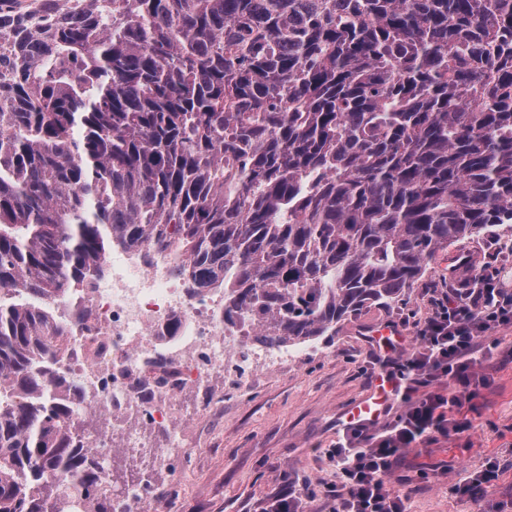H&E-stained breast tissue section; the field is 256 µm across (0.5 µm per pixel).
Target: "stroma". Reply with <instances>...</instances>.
I'll return each instance as SVG.
<instances>
[{"mask_svg":"<svg viewBox=\"0 0 512 512\" xmlns=\"http://www.w3.org/2000/svg\"><path fill=\"white\" fill-rule=\"evenodd\" d=\"M491 261L512 286L511 248L487 238L450 245L397 303L365 308L315 353L201 414L192 423L193 464L182 495L152 512H261L266 499L289 484L332 480L324 453L342 436L348 407L400 354L377 345L373 330L426 315L442 288L468 281ZM484 367L494 383L483 390L471 429L402 453L392 482L408 493L409 512H512V468L500 471L483 498L455 491L471 473L512 457V362L497 358Z\"/></svg>","mask_w":512,"mask_h":512,"instance_id":"35a3bbf8","label":"stroma"}]
</instances>
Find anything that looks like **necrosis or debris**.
Returning a JSON list of instances; mask_svg holds the SVG:
<instances>
[{"label":"necrosis or debris","instance_id":"necrosis-or-debris-1","mask_svg":"<svg viewBox=\"0 0 512 512\" xmlns=\"http://www.w3.org/2000/svg\"><path fill=\"white\" fill-rule=\"evenodd\" d=\"M178 263L168 253L146 259L116 249L101 279L55 306L64 322L74 308L85 312L65 361L91 389L81 410L90 423L86 447L105 477L125 457L154 472L152 480L115 487L112 512H145L159 494L178 492L192 446L186 423L304 353L245 342L241 329L224 324L223 293L190 289L175 272ZM175 321L180 329L169 333Z\"/></svg>","mask_w":512,"mask_h":512}]
</instances>
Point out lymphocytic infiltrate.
Masks as SVG:
<instances>
[{"mask_svg": "<svg viewBox=\"0 0 512 512\" xmlns=\"http://www.w3.org/2000/svg\"><path fill=\"white\" fill-rule=\"evenodd\" d=\"M509 325L512 289L490 266L473 287L441 292L432 310L412 321L414 344L395 365L405 382L398 412L379 431H345L325 452L336 474L318 486L329 512H408V494L391 480L394 464L432 434L450 438L470 430L461 410L492 384L477 371L478 359L497 351L501 341L494 332Z\"/></svg>", "mask_w": 512, "mask_h": 512, "instance_id": "f902f5d3", "label": "lymphocytic infiltrate"}]
</instances>
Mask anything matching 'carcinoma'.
Returning <instances> with one entry per match:
<instances>
[{
    "label": "carcinoma",
    "mask_w": 512,
    "mask_h": 512,
    "mask_svg": "<svg viewBox=\"0 0 512 512\" xmlns=\"http://www.w3.org/2000/svg\"><path fill=\"white\" fill-rule=\"evenodd\" d=\"M58 2L0 6V512H112L53 311L110 244L299 345L512 240V0Z\"/></svg>",
    "instance_id": "cac0c4a2"
}]
</instances>
